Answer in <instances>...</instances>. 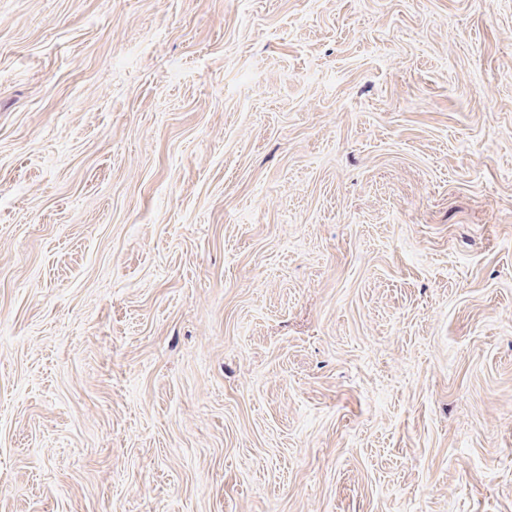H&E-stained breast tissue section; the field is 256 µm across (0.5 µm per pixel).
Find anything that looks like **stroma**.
I'll list each match as a JSON object with an SVG mask.
<instances>
[{
	"instance_id": "stroma-1",
	"label": "stroma",
	"mask_w": 512,
	"mask_h": 512,
	"mask_svg": "<svg viewBox=\"0 0 512 512\" xmlns=\"http://www.w3.org/2000/svg\"><path fill=\"white\" fill-rule=\"evenodd\" d=\"M0 512H512V0H0Z\"/></svg>"
}]
</instances>
